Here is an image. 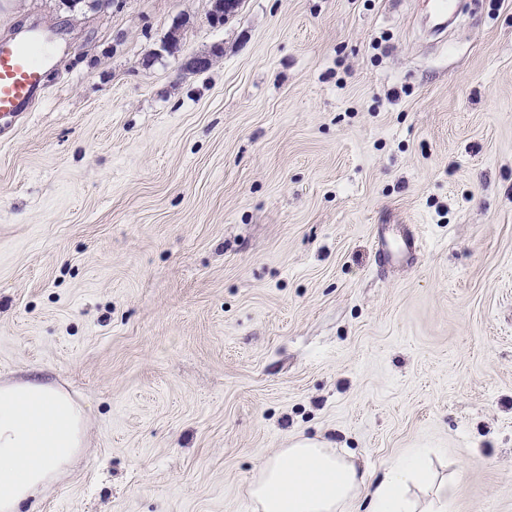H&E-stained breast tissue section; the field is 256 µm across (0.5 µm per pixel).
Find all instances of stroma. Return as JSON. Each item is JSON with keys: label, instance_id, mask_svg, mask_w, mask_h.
<instances>
[{"label": "stroma", "instance_id": "obj_1", "mask_svg": "<svg viewBox=\"0 0 512 512\" xmlns=\"http://www.w3.org/2000/svg\"><path fill=\"white\" fill-rule=\"evenodd\" d=\"M210 9L0 0L47 80L0 120V384L87 418L20 512H256L297 438L512 512V0Z\"/></svg>", "mask_w": 512, "mask_h": 512}]
</instances>
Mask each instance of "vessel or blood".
Listing matches in <instances>:
<instances>
[{"instance_id":"obj_1","label":"vessel or blood","mask_w":512,"mask_h":512,"mask_svg":"<svg viewBox=\"0 0 512 512\" xmlns=\"http://www.w3.org/2000/svg\"><path fill=\"white\" fill-rule=\"evenodd\" d=\"M42 40L0 39V115L19 116L45 88L44 69L37 50Z\"/></svg>"}]
</instances>
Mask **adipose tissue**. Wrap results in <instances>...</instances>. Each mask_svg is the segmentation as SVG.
<instances>
[{"instance_id": "adipose-tissue-1", "label": "adipose tissue", "mask_w": 512, "mask_h": 512, "mask_svg": "<svg viewBox=\"0 0 512 512\" xmlns=\"http://www.w3.org/2000/svg\"><path fill=\"white\" fill-rule=\"evenodd\" d=\"M80 406L37 381L0 387V512L21 504L58 477L81 448ZM428 475L422 458L390 465L377 482L352 455L304 439L262 465L249 495L259 512H348L368 493L366 512H447V489L426 504L407 496Z\"/></svg>"}]
</instances>
